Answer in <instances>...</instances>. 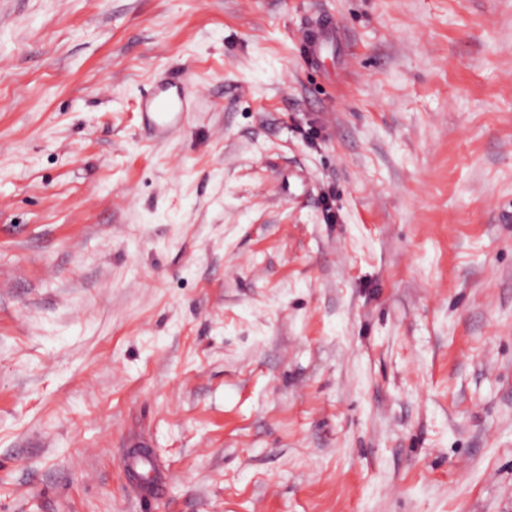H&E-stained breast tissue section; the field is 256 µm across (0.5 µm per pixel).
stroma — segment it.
Wrapping results in <instances>:
<instances>
[{
	"mask_svg": "<svg viewBox=\"0 0 512 512\" xmlns=\"http://www.w3.org/2000/svg\"><path fill=\"white\" fill-rule=\"evenodd\" d=\"M0 512H512V0H0ZM331 25L332 21L322 18L316 24L307 28L304 33V41L315 46L320 54L331 41L328 36V29ZM192 98L184 86L162 81L142 99L141 112L153 136L171 137L182 128L192 112ZM129 462L134 471L140 470L144 476V482L139 489L140 498L150 499L157 492L160 483L154 473L150 458L145 454H136L129 457Z\"/></svg>",
	"mask_w": 512,
	"mask_h": 512,
	"instance_id": "stroma-1",
	"label": "stroma"
}]
</instances>
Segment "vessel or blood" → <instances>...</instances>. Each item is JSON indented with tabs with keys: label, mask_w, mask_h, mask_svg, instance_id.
<instances>
[{
	"label": "vessel or blood",
	"mask_w": 512,
	"mask_h": 512,
	"mask_svg": "<svg viewBox=\"0 0 512 512\" xmlns=\"http://www.w3.org/2000/svg\"><path fill=\"white\" fill-rule=\"evenodd\" d=\"M192 110V98L184 86L164 81L156 85L143 98L141 112L147 128L153 136L171 137L182 128ZM133 470L141 472L144 481L139 489L141 499L147 500L155 495L159 479L155 475L148 456L136 454L130 456Z\"/></svg>",
	"instance_id": "obj_1"
}]
</instances>
